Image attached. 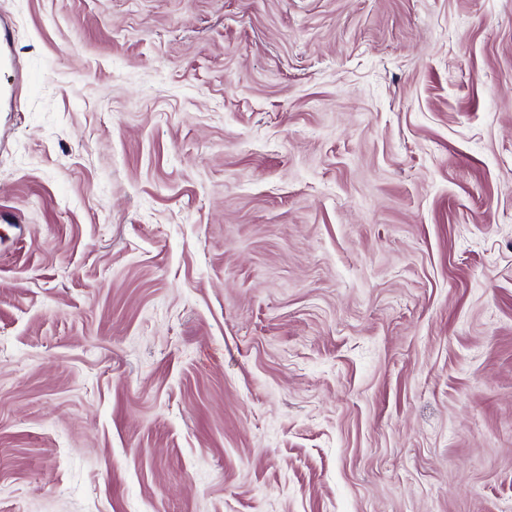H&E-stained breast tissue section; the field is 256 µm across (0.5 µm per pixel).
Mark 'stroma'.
I'll list each match as a JSON object with an SVG mask.
<instances>
[{
	"label": "stroma",
	"instance_id": "35a3bbf8",
	"mask_svg": "<svg viewBox=\"0 0 512 512\" xmlns=\"http://www.w3.org/2000/svg\"><path fill=\"white\" fill-rule=\"evenodd\" d=\"M0 27V512H512V0Z\"/></svg>",
	"mask_w": 512,
	"mask_h": 512
}]
</instances>
